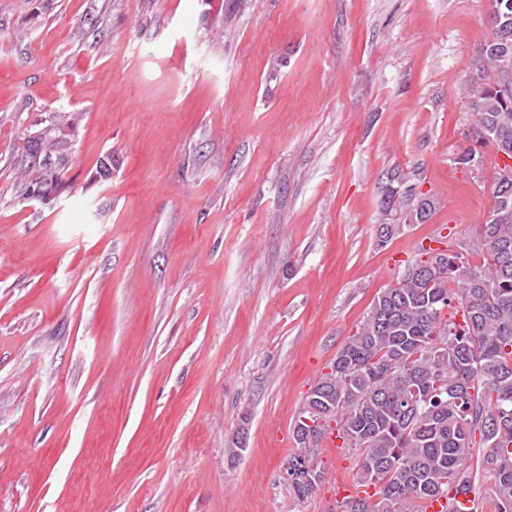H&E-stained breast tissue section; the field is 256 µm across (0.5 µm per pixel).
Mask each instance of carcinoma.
<instances>
[{
  "label": "carcinoma",
  "instance_id": "carcinoma-1",
  "mask_svg": "<svg viewBox=\"0 0 512 512\" xmlns=\"http://www.w3.org/2000/svg\"><path fill=\"white\" fill-rule=\"evenodd\" d=\"M491 37L477 51L475 74L465 89L473 116L474 146L455 163L465 164L491 145L512 159V0H489ZM55 154L56 167L69 162L61 130L45 127L40 147ZM492 177L495 220L481 224L476 249L420 247L395 284L381 291L308 393L297 415L293 440L299 451L288 463L313 462V448L328 432L357 459L353 495L341 512H427L448 497V488L468 492L469 461L475 447L490 448L484 467L494 512H512V180ZM381 183L377 225L381 244L403 229L393 217L423 224L434 202L395 198L399 181L413 178L391 169Z\"/></svg>",
  "mask_w": 512,
  "mask_h": 512
}]
</instances>
